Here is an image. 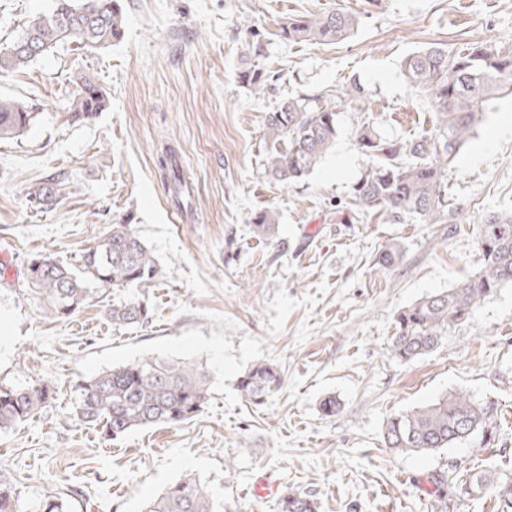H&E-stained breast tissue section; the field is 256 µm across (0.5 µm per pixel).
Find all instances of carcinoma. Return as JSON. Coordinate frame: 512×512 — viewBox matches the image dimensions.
I'll return each mask as SVG.
<instances>
[{
  "label": "carcinoma",
  "instance_id": "carcinoma-1",
  "mask_svg": "<svg viewBox=\"0 0 512 512\" xmlns=\"http://www.w3.org/2000/svg\"><path fill=\"white\" fill-rule=\"evenodd\" d=\"M52 9L33 22L20 37L37 49L33 53L11 44L0 49V71L28 67L62 43L72 42L86 51L107 48L119 39L125 22L124 0H95L96 11H87L89 0H53ZM380 0H365L361 12L337 9L313 17L290 18L280 24L277 36L284 42L333 45L358 30L364 14ZM251 30L245 42V63L238 82L258 94L269 76L252 64L263 55L265 41ZM410 86L426 93L436 113L437 129L429 136L397 140L380 135L372 126L356 132L358 144L374 161L355 184L352 205L364 213H379L398 220L413 215L428 224L454 219L448 213V164L481 122L483 108L498 96L512 94V52L488 42H475L464 51L448 54L429 47L409 54L403 63ZM70 114L75 121H90L108 107V97L87 71L74 73ZM321 96L286 99L265 113L264 135L271 145L268 168L280 181L307 175L336 141L334 106ZM34 119L32 108L20 101L0 100V140L21 135ZM159 165L170 179L172 193L189 192L184 171L173 154ZM59 180H47L30 192L36 206L48 205L60 195ZM253 231L262 238L277 232L272 212L254 219ZM484 266L469 280L426 295L395 316V332L388 350L399 360L410 361L432 352L448 329L466 322L474 310L512 286V213H494L477 227ZM157 272L154 257L130 221L112 224L85 249L79 266L64 264L45 254L35 256L27 274L56 315L68 316L98 287L127 288L146 283ZM112 324L143 325L151 319L146 304L136 299L114 303L107 309ZM209 375L180 361L143 358L116 366L79 386L74 413L82 422L101 428L114 439L134 429L159 423L178 424L197 416L209 397ZM280 376L266 365L249 369L239 380L242 395L261 404L278 388ZM53 400L52 387L43 382L15 390H0V429L28 420ZM479 446L495 445L497 406L480 403L463 391H452L435 402L396 414L386 423L383 439L399 455L435 452L463 443L461 434ZM492 490L506 509H512V482L489 485L481 475L462 481L460 492L471 495ZM281 512H318L307 495L291 491L280 502ZM0 512H28V505L11 483L0 480ZM145 512H224L199 478L187 474L146 504Z\"/></svg>",
  "mask_w": 512,
  "mask_h": 512
}]
</instances>
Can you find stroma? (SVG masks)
Masks as SVG:
<instances>
[{
	"mask_svg": "<svg viewBox=\"0 0 512 512\" xmlns=\"http://www.w3.org/2000/svg\"><path fill=\"white\" fill-rule=\"evenodd\" d=\"M53 0H0V48L47 13ZM363 0H126L124 35L83 52L59 45L27 68L0 72V97L35 118L0 140V390L40 382L54 399L29 420L0 430V480L29 504L67 497L68 512H142L193 474L226 512H280L283 495L307 494L319 512H500L493 495L436 494L434 477L476 471L512 477V287L449 329L432 353L409 362L388 350L398 311L455 287L484 265L477 226L512 211V95L492 101L473 137L449 164L454 223L358 214L353 183L371 167L356 132L374 126L415 139L435 128L426 96L402 63L438 46L457 53L476 41L512 51V0H381L347 40L283 44L295 16ZM268 46L260 65L273 90L256 95L236 79L250 28ZM92 73L110 105L92 122L69 116L73 72ZM359 81L357 96H342ZM334 103L333 149L290 183L266 172L264 114L284 98ZM174 148L191 191L183 203L159 168ZM62 176L53 205L29 194ZM276 238L252 231L263 211ZM130 221L157 273L132 288H100L58 318L27 276L48 254L79 265L110 225ZM402 257L385 269L382 250ZM136 298L148 325L120 328L106 310ZM144 357L189 362L210 376L202 412L115 439L73 413L78 386ZM267 363L281 383L256 405L240 377ZM461 390L498 407L491 448L470 443L397 455L383 429L394 414ZM335 396L328 416L321 401ZM268 477L278 490L262 494Z\"/></svg>",
	"mask_w": 512,
	"mask_h": 512,
	"instance_id": "obj_1",
	"label": "stroma"
}]
</instances>
